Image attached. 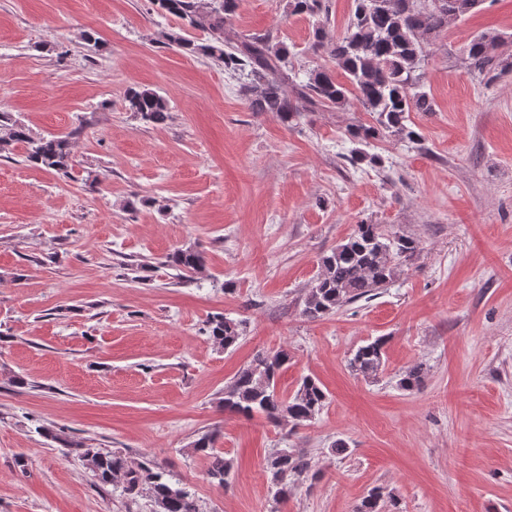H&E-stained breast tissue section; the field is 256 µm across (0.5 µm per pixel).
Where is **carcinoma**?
<instances>
[{"mask_svg":"<svg viewBox=\"0 0 512 512\" xmlns=\"http://www.w3.org/2000/svg\"><path fill=\"white\" fill-rule=\"evenodd\" d=\"M323 0H288L293 14L318 16ZM482 0H354L349 23L336 39H329L322 28L315 32L313 50L322 52L346 78L341 82L327 68L312 70L305 80L288 94V49L271 43L267 36L243 37L224 26L225 16L235 12L238 0H154L163 15L181 21L179 30L165 33L169 45L190 55L213 57L224 68L244 79L242 92L254 112H270L283 122L299 114V108L344 106L354 100L373 114L375 124L356 125L350 138L361 144L352 151L350 161L382 165L381 156L364 147L387 134L411 143L420 135L408 126L410 113L432 112V98L424 90L420 70L431 54V36L449 23L475 9ZM202 24L207 38L202 42L181 34L186 27ZM498 37L481 33L466 49L471 72L486 77L504 67L496 55ZM125 100L128 109L150 123L168 118L167 100L147 88H130ZM0 149L13 143L25 147V161L33 165L69 173L74 168V129L65 135L35 136L8 112H0ZM420 250L419 240L391 233L379 224H358L347 239L323 255L320 271L304 299L302 314L318 319L336 312L345 304L370 298L388 287ZM164 264L177 271L181 280L202 271L204 253L177 249L166 256ZM242 322L222 314L213 315L205 324V334L221 349L235 346L241 337ZM384 340L377 338L359 346L349 358L350 370L364 378H375L384 366ZM285 349L259 353L224 387V409L245 416L261 413L278 425L293 428L312 421L326 404L322 384L311 376L302 378L294 393L286 398L276 390L278 371L288 363ZM424 369L418 365L406 370L399 379L404 390L420 386ZM45 438L80 458L100 485H110L129 496L147 492L157 512H199L195 494L180 479L168 473L150 457L132 459L119 451L93 448L83 439L70 438L45 426L38 427ZM220 430L203 434L193 451L208 460V477L220 486L228 483L234 461L216 449ZM309 470L305 456L281 448L266 460V471L274 496L286 498L295 478Z\"/></svg>","mask_w":512,"mask_h":512,"instance_id":"cac0c4a2","label":"carcinoma"}]
</instances>
